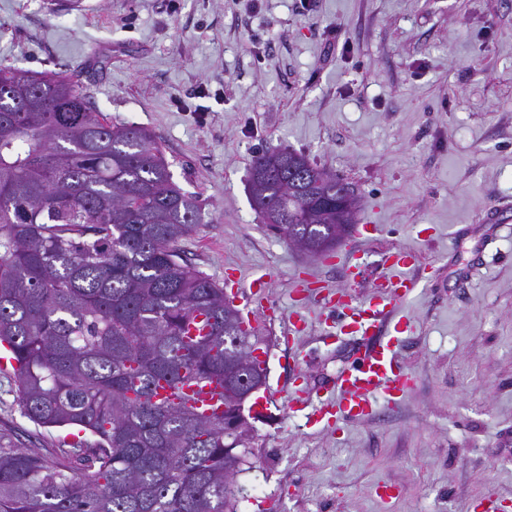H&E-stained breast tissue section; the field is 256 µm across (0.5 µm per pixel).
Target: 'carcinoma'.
<instances>
[{
  "instance_id": "1",
  "label": "carcinoma",
  "mask_w": 512,
  "mask_h": 512,
  "mask_svg": "<svg viewBox=\"0 0 512 512\" xmlns=\"http://www.w3.org/2000/svg\"><path fill=\"white\" fill-rule=\"evenodd\" d=\"M312 173L318 193L289 182ZM342 180L293 151L257 156L255 212L307 254L335 249ZM202 223L147 129L91 111L67 75L0 68V343L14 352L23 417L77 426L66 448L0 426V512H239L233 476L251 449L239 391L259 377L224 288L183 257ZM206 316L209 335L185 339ZM186 376L219 384L224 413L154 400Z\"/></svg>"
}]
</instances>
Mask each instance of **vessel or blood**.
<instances>
[{"instance_id":"1","label":"vessel or blood","mask_w":512,"mask_h":512,"mask_svg":"<svg viewBox=\"0 0 512 512\" xmlns=\"http://www.w3.org/2000/svg\"><path fill=\"white\" fill-rule=\"evenodd\" d=\"M417 263L416 253L390 249L385 253L387 276L372 281L365 298H354L343 289L322 297L320 308L335 314L341 333L362 337L368 345L356 365L338 380L333 399L317 409L319 422L331 424L371 417L376 398L396 404L408 392L412 380L403 368L400 351L403 336L411 326L397 317L396 311L420 288ZM267 286L265 279L256 278L236 287L235 299L243 312L253 315L264 311ZM156 397L187 403L206 416L224 409L220 388L214 382L188 380L175 387L162 382L156 388Z\"/></svg>"}]
</instances>
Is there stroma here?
<instances>
[{
	"instance_id": "stroma-1",
	"label": "stroma",
	"mask_w": 512,
	"mask_h": 512,
	"mask_svg": "<svg viewBox=\"0 0 512 512\" xmlns=\"http://www.w3.org/2000/svg\"><path fill=\"white\" fill-rule=\"evenodd\" d=\"M0 65L74 77L93 111L148 129L202 222L180 243L216 282L266 276L262 416L236 473L240 512H512V0H0ZM304 154L349 182L350 234L366 280L389 248L426 280L400 309L413 328V387L345 425L311 423L286 387L328 398L361 346L294 300L298 276L347 287L339 265L273 234L251 206L255 156ZM307 327L280 336L290 316ZM0 371V423L54 448L77 429L37 431ZM391 487L390 500L375 489Z\"/></svg>"
}]
</instances>
